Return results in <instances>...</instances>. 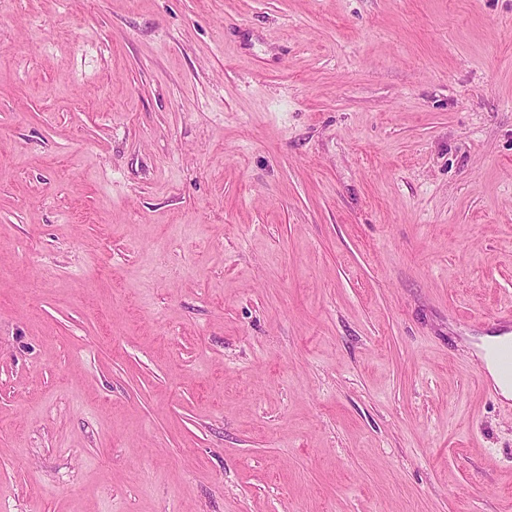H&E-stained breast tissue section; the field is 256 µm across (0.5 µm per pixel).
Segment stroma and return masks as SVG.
Here are the masks:
<instances>
[{
	"mask_svg": "<svg viewBox=\"0 0 512 512\" xmlns=\"http://www.w3.org/2000/svg\"><path fill=\"white\" fill-rule=\"evenodd\" d=\"M512 0H0V512H512ZM490 339L492 340L491 348L487 349L485 353L481 356L485 363L489 376L491 377V380L495 385V388L499 392L500 396L508 400L510 397L512 398V385H509L502 381L498 368L492 359L491 352L496 345L503 342H508L510 336H497Z\"/></svg>",
	"mask_w": 512,
	"mask_h": 512,
	"instance_id": "stroma-1",
	"label": "stroma"
}]
</instances>
